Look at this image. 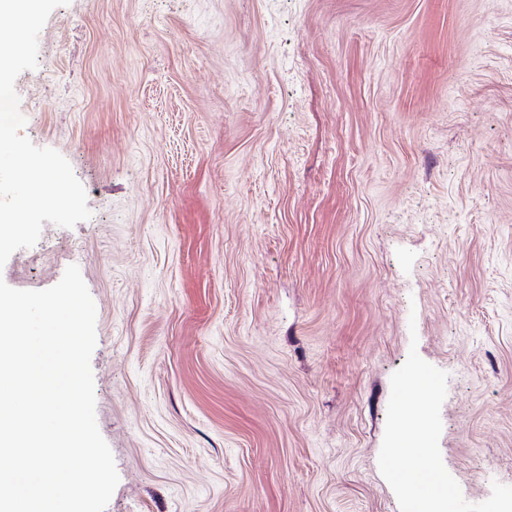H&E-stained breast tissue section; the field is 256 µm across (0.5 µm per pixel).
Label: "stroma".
<instances>
[{"label": "stroma", "mask_w": 512, "mask_h": 512, "mask_svg": "<svg viewBox=\"0 0 512 512\" xmlns=\"http://www.w3.org/2000/svg\"><path fill=\"white\" fill-rule=\"evenodd\" d=\"M15 91L91 216L0 279L81 271L105 512H400L413 347L464 499L512 485V0H70Z\"/></svg>", "instance_id": "stroma-1"}]
</instances>
